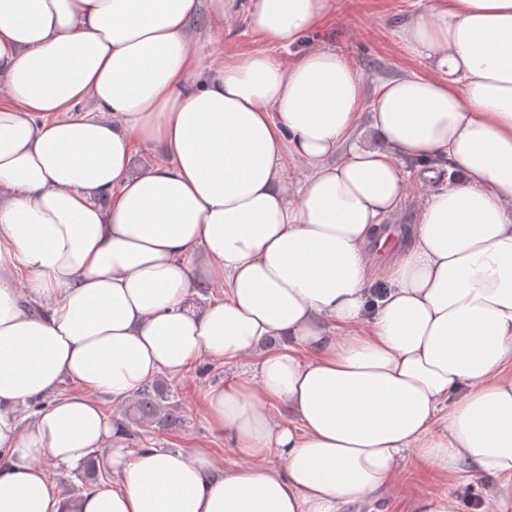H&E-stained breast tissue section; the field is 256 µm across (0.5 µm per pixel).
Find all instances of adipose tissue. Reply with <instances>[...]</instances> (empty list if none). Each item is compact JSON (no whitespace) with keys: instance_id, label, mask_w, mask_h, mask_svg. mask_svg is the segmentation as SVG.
Masks as SVG:
<instances>
[{"instance_id":"obj_1","label":"adipose tissue","mask_w":512,"mask_h":512,"mask_svg":"<svg viewBox=\"0 0 512 512\" xmlns=\"http://www.w3.org/2000/svg\"><path fill=\"white\" fill-rule=\"evenodd\" d=\"M332 7L0 0V512H349L411 455L512 478V0L403 24L427 70L380 85L378 148L346 56L272 52ZM241 15L265 49L205 59ZM204 357L243 362L204 395L235 462L127 451L102 399ZM93 454L114 486L67 492ZM426 187L418 184H411L409 194L403 201L400 209L385 221V224H394V228L402 226L405 230L410 228L412 224L417 223L418 207L421 196L426 191Z\"/></svg>"}]
</instances>
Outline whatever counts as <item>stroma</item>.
<instances>
[{
	"label": "stroma",
	"mask_w": 512,
	"mask_h": 512,
	"mask_svg": "<svg viewBox=\"0 0 512 512\" xmlns=\"http://www.w3.org/2000/svg\"><path fill=\"white\" fill-rule=\"evenodd\" d=\"M418 7V0H335V10L328 19L293 45L277 49L276 54L288 62L314 46L342 52L361 73L365 94L370 97L384 80L422 72L420 60L398 38L401 26ZM264 47L248 21L239 18L225 26L224 37L214 50L230 58ZM241 366L238 360L205 358L183 377L169 379L171 403L181 417L180 424L168 429L154 424L135 428L126 442L127 449L134 451L151 442L166 448L205 447L212 449L217 463H233L235 456L225 447L223 436L209 427L202 395L209 387L223 384ZM493 493L499 496L498 512H512L511 478L465 474L446 479L422 477L415 461L410 460L387 495L355 504L352 512H411L418 498L443 494L448 495L452 512H474L475 502Z\"/></svg>",
	"instance_id": "1"
}]
</instances>
